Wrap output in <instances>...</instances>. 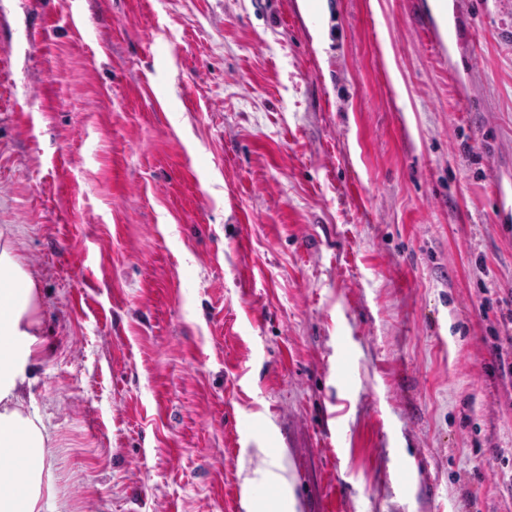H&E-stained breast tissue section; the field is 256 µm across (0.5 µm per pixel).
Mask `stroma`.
Wrapping results in <instances>:
<instances>
[{"instance_id": "obj_1", "label": "stroma", "mask_w": 512, "mask_h": 512, "mask_svg": "<svg viewBox=\"0 0 512 512\" xmlns=\"http://www.w3.org/2000/svg\"><path fill=\"white\" fill-rule=\"evenodd\" d=\"M1 224L46 512H512V0H0Z\"/></svg>"}]
</instances>
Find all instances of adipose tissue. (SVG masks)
<instances>
[{"mask_svg": "<svg viewBox=\"0 0 512 512\" xmlns=\"http://www.w3.org/2000/svg\"><path fill=\"white\" fill-rule=\"evenodd\" d=\"M41 298L19 255L17 232L0 226V512H44L54 495L45 462L53 442L44 415L31 400L36 364L43 357Z\"/></svg>", "mask_w": 512, "mask_h": 512, "instance_id": "obj_1", "label": "adipose tissue"}]
</instances>
